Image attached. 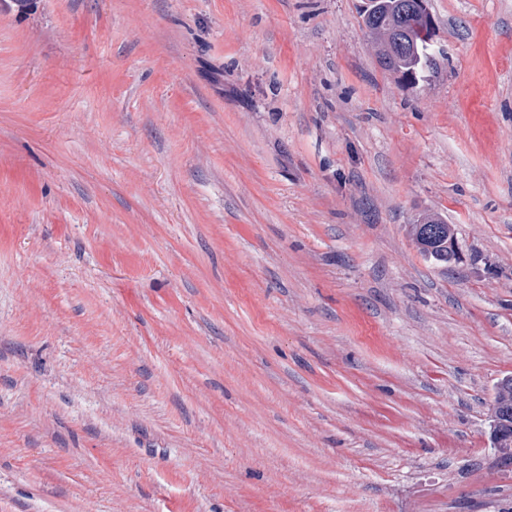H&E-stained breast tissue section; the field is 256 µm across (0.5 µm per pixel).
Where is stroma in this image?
<instances>
[{
  "label": "stroma",
  "mask_w": 512,
  "mask_h": 512,
  "mask_svg": "<svg viewBox=\"0 0 512 512\" xmlns=\"http://www.w3.org/2000/svg\"><path fill=\"white\" fill-rule=\"evenodd\" d=\"M363 3L0 11V512H512V0ZM373 0L371 10L362 11V25L367 36L378 47L382 66L398 75L402 81L411 77L418 82L433 73L437 58L433 46L435 22L423 0ZM415 2L421 7L423 25L415 13ZM430 14V15H428ZM416 224H411V234L414 243L416 244V239L419 235V226L420 224H434L440 223L444 224L446 228V240L439 239L436 242L432 243L431 246L433 250L429 253H424L422 251L421 254L429 259L430 261L436 263L437 265H447L449 261H451L450 256L448 255V247L457 252L455 244L452 242L450 244L448 239L455 241L454 238V229L451 224H446V222L438 215V214H424L420 216L416 222ZM448 244V246H447Z\"/></svg>",
  "instance_id": "obj_1"
}]
</instances>
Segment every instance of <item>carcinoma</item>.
<instances>
[{
    "label": "carcinoma",
    "mask_w": 512,
    "mask_h": 512,
    "mask_svg": "<svg viewBox=\"0 0 512 512\" xmlns=\"http://www.w3.org/2000/svg\"><path fill=\"white\" fill-rule=\"evenodd\" d=\"M416 0H371L370 10L361 14L367 36L378 47L382 66L417 82L434 71L437 58L433 46L422 37L423 25L415 13ZM446 238L432 243V251L424 254L430 261L445 265L451 261L448 240L454 239L452 225L445 224ZM494 404L512 412V380L497 383Z\"/></svg>",
    "instance_id": "1"
}]
</instances>
